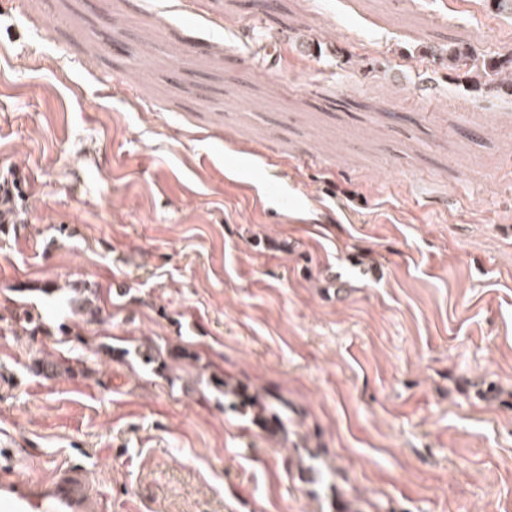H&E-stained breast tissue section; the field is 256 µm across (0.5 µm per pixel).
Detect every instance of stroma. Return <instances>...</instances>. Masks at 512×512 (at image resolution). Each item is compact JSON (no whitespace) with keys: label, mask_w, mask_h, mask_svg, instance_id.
Listing matches in <instances>:
<instances>
[{"label":"stroma","mask_w":512,"mask_h":512,"mask_svg":"<svg viewBox=\"0 0 512 512\" xmlns=\"http://www.w3.org/2000/svg\"><path fill=\"white\" fill-rule=\"evenodd\" d=\"M281 4L0 0V455L85 466L105 512H512V96L433 59L512 20ZM107 26L152 46L93 50ZM27 308L42 332L3 322ZM69 306L73 313L82 316H96L100 307L97 305L98 292L93 288H73ZM217 388L224 387V405L227 401L230 406L241 410V407L250 406L252 410L257 409L256 414L267 416L266 413L271 414L270 420L276 421L278 424H282V407L278 402L262 400L255 396H251L240 386L227 387L224 380L215 379L213 382ZM242 411V410H241Z\"/></svg>","instance_id":"stroma-1"}]
</instances>
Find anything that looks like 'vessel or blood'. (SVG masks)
Wrapping results in <instances>:
<instances>
[{
    "label": "vessel or blood",
    "instance_id": "obj_1",
    "mask_svg": "<svg viewBox=\"0 0 512 512\" xmlns=\"http://www.w3.org/2000/svg\"><path fill=\"white\" fill-rule=\"evenodd\" d=\"M103 498L89 470L69 462L51 479L20 481L13 468L0 469V512H102Z\"/></svg>",
    "mask_w": 512,
    "mask_h": 512
}]
</instances>
